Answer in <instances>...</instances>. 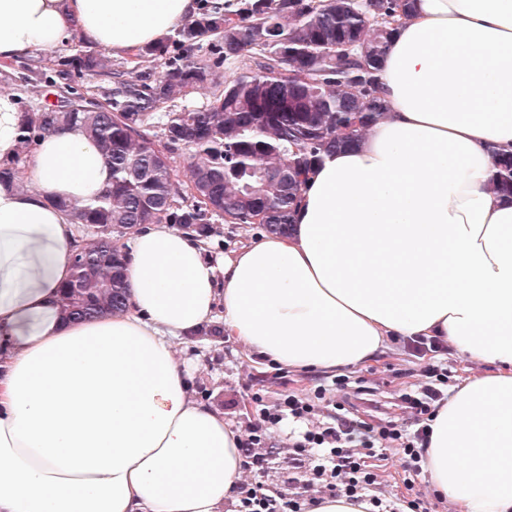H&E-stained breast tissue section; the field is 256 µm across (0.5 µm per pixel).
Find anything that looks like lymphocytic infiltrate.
<instances>
[{
    "label": "lymphocytic infiltrate",
    "instance_id": "obj_1",
    "mask_svg": "<svg viewBox=\"0 0 512 512\" xmlns=\"http://www.w3.org/2000/svg\"><path fill=\"white\" fill-rule=\"evenodd\" d=\"M425 373L427 384L403 397L415 413L413 429L392 421L370 425L333 415L331 420L302 432L295 444L297 456L310 462L309 468L301 472L296 491L288 495L268 494L253 484H242L237 490L239 512H307L308 505L314 502L309 491L315 485L330 496L367 503L369 512H428L419 498L404 504L381 498L376 491L377 476L365 463L366 458L376 456L377 452L394 448L402 453L409 475L422 473L424 450L430 436L429 422L436 408L448 399L441 388L448 376L446 369L432 364L426 367ZM254 401L258 419L249 428V452L244 467L259 477L271 465L270 458L261 451L271 430L287 419L309 420L315 415L316 406L293 395L284 396L272 405L265 404L259 395Z\"/></svg>",
    "mask_w": 512,
    "mask_h": 512
}]
</instances>
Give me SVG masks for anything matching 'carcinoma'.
I'll return each instance as SVG.
<instances>
[{
  "label": "carcinoma",
  "mask_w": 512,
  "mask_h": 512,
  "mask_svg": "<svg viewBox=\"0 0 512 512\" xmlns=\"http://www.w3.org/2000/svg\"><path fill=\"white\" fill-rule=\"evenodd\" d=\"M408 0H240L235 10L205 5L175 32L173 49L150 48L164 58L154 79L112 71L109 57L86 51L57 66L101 77V104L82 94L24 108L25 151L57 127L78 128L112 166V184L91 205L61 202L73 224L92 233L81 240L62 286L64 313L90 319L126 308L125 252L117 240L143 224H175L199 237L218 233L212 219L249 224L263 203L267 232L283 233L311 168L331 151L359 141L386 117L376 73L393 26L407 16ZM217 39L208 55L193 52ZM241 73L207 103L164 113L162 148L145 130L175 93L206 88L223 63ZM281 68L286 78L257 80V71ZM189 154L191 192L173 180L172 154ZM494 188L512 195V153L496 152Z\"/></svg>",
  "instance_id": "1"
}]
</instances>
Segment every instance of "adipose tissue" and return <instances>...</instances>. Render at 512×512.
<instances>
[{
	"label": "adipose tissue",
	"mask_w": 512,
	"mask_h": 512,
	"mask_svg": "<svg viewBox=\"0 0 512 512\" xmlns=\"http://www.w3.org/2000/svg\"><path fill=\"white\" fill-rule=\"evenodd\" d=\"M199 0H0V61L70 34L116 56L162 43ZM387 116L315 167L292 227L209 252L168 224L126 251L129 307L67 320L75 227L61 202L112 183L74 128L0 183V512H224L242 436L194 392L180 346L212 328L296 371L373 363L397 336L491 365L431 423L424 468L456 512H512V0H412L382 60ZM24 118L0 95V166ZM493 158L496 168L494 188L502 195H512V153L495 152Z\"/></svg>",
	"instance_id": "obj_1"
}]
</instances>
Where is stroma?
<instances>
[{"label":"stroma","mask_w":512,"mask_h":512,"mask_svg":"<svg viewBox=\"0 0 512 512\" xmlns=\"http://www.w3.org/2000/svg\"><path fill=\"white\" fill-rule=\"evenodd\" d=\"M56 56L40 57V73L52 75L62 90L72 87L83 93L93 89L95 78L74 71L59 72ZM30 66L27 59L0 63V88L11 92L21 108L40 97V73H32ZM204 345L190 368L195 390L199 397L223 410L225 418L243 431L256 418L253 393H260L266 402L273 403L287 393L313 397L321 386L326 389V398L320 403L322 413L332 412L334 405L339 404L344 406L349 419L372 423L392 419L407 427L413 417L403 407L401 396L424 385L427 365L447 366L448 383L452 386L467 376L488 370L482 363H462L448 345L436 353L416 352L406 337L391 339L386 353L373 364L340 374L277 368L276 364L245 352L231 336L211 335L205 337ZM340 377L345 378V385H337ZM304 428V423L292 422L270 433L266 451L272 468L262 479L266 488L284 494L293 491L292 479L298 474L293 443ZM368 464L375 471L386 498L419 497L426 502L429 512H454L450 502L436 497L427 475L415 477L413 484H406L398 450L388 449L384 455L369 459Z\"/></svg>","instance_id":"35a3bbf8"}]
</instances>
